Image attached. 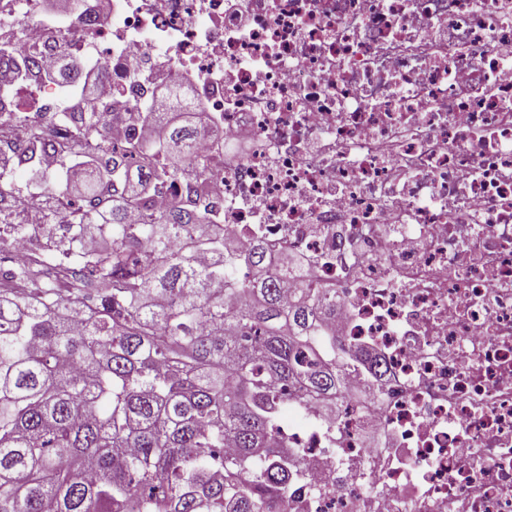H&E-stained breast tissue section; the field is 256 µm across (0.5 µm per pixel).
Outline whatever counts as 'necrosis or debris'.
Returning a JSON list of instances; mask_svg holds the SVG:
<instances>
[{
    "instance_id": "4bbe7bcc",
    "label": "necrosis or debris",
    "mask_w": 512,
    "mask_h": 512,
    "mask_svg": "<svg viewBox=\"0 0 512 512\" xmlns=\"http://www.w3.org/2000/svg\"><path fill=\"white\" fill-rule=\"evenodd\" d=\"M0 44L39 67L79 52L103 70L106 142L191 85L217 124L187 165L240 247L304 258L336 289L350 372L328 412L289 404V512H512V0H91L66 24L42 0H0ZM0 87V153L61 122L62 88ZM261 142L229 153L241 128Z\"/></svg>"
}]
</instances>
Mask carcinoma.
<instances>
[{"instance_id": "cac0c4a2", "label": "carcinoma", "mask_w": 512, "mask_h": 512, "mask_svg": "<svg viewBox=\"0 0 512 512\" xmlns=\"http://www.w3.org/2000/svg\"><path fill=\"white\" fill-rule=\"evenodd\" d=\"M20 77L32 57L0 47ZM144 143L102 147L73 194L85 205L59 244L95 235L101 253L44 257L22 275V296L0 294V512H287L280 435L288 392L336 394L344 376L380 362L336 351L328 327L336 289H296L257 243L228 242L210 210L178 191L200 124L162 123ZM12 149L18 163L45 148ZM175 192L166 212L156 194ZM83 283L95 309L63 298Z\"/></svg>"}]
</instances>
